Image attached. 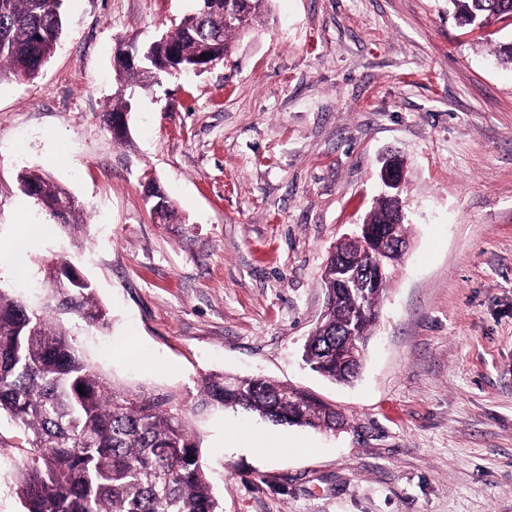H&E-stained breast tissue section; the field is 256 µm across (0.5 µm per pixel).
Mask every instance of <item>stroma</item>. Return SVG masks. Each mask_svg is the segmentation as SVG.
<instances>
[{"label":"stroma","instance_id":"stroma-1","mask_svg":"<svg viewBox=\"0 0 512 512\" xmlns=\"http://www.w3.org/2000/svg\"><path fill=\"white\" fill-rule=\"evenodd\" d=\"M194 0H66L60 45L0 82V286L39 307L41 265L67 258L109 326L64 322L96 371L194 401L203 377L262 376L334 405L346 429L277 426L240 410L196 428L222 512H512V24L460 25L448 0H269L201 75L141 91L126 139L102 114L117 38L143 45ZM405 163L412 248L379 309L359 378L335 384L301 350L322 274ZM78 198L66 230L20 189L22 167ZM153 173L178 214H150ZM24 261L9 244L27 224ZM237 429L294 441L221 448ZM23 435L0 417V512Z\"/></svg>","mask_w":512,"mask_h":512}]
</instances>
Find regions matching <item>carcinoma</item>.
Returning a JSON list of instances; mask_svg holds the SVG:
<instances>
[{
	"label": "carcinoma",
	"mask_w": 512,
	"mask_h": 512,
	"mask_svg": "<svg viewBox=\"0 0 512 512\" xmlns=\"http://www.w3.org/2000/svg\"><path fill=\"white\" fill-rule=\"evenodd\" d=\"M170 35L147 44L133 67L120 56L123 91L102 114L103 122L129 111L126 91L146 89L165 67L185 72L222 60L245 33L231 15L245 12L254 24L268 0H196ZM464 26H484L512 17V0H448ZM65 14L54 0H0V81L33 77L55 52ZM18 182L49 214L68 203L63 226L79 227L80 201L48 172L24 169ZM398 192L379 197L365 221L386 228L398 207ZM322 279L328 313L307 337L302 360L337 383L353 380L345 351L365 346L390 278L343 282L336 270L362 268L364 247L348 244L327 259ZM51 303L36 310L0 289V415L26 436L20 492L27 512H222L200 454V435L188 415L211 408L242 409L278 425L334 430L341 414L317 397L264 378L224 375L202 380L187 407L174 391H132L116 386L82 355L60 319L72 314L108 326L92 283L60 273ZM83 392H78V388Z\"/></svg>",
	"instance_id": "cac0c4a2"
}]
</instances>
